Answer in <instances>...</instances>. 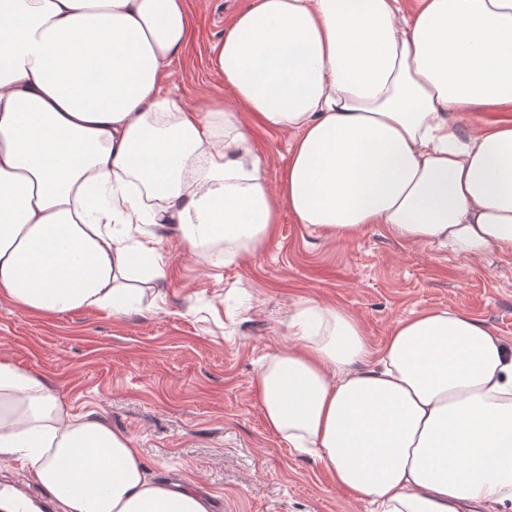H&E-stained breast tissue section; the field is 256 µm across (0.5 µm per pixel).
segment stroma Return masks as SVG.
Instances as JSON below:
<instances>
[{"label": "stroma", "instance_id": "obj_1", "mask_svg": "<svg viewBox=\"0 0 512 512\" xmlns=\"http://www.w3.org/2000/svg\"><path fill=\"white\" fill-rule=\"evenodd\" d=\"M191 3L194 36L167 65L164 91L196 107L226 94L213 57L249 0ZM242 120L278 188L292 133L248 112ZM157 251L168 279L147 283L123 317L36 315L0 299V357L43 375L72 412L131 437L158 479L211 494L216 512L370 510L270 433L255 392L264 357L287 348L303 302L350 312L377 346L398 319L429 308L484 320L512 342V255L472 260L376 228L341 239L284 207L255 254L225 248L210 260L173 231Z\"/></svg>", "mask_w": 512, "mask_h": 512}]
</instances>
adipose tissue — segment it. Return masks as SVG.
<instances>
[{
    "instance_id": "obj_1",
    "label": "adipose tissue",
    "mask_w": 512,
    "mask_h": 512,
    "mask_svg": "<svg viewBox=\"0 0 512 512\" xmlns=\"http://www.w3.org/2000/svg\"><path fill=\"white\" fill-rule=\"evenodd\" d=\"M188 0H0V296L22 310L128 314L155 245L253 253L280 206L348 237L481 260L512 253V0H253L214 67L228 98L188 109L163 68ZM503 120L461 133L462 113ZM294 134L270 189L242 113ZM256 395L270 431L374 512H512V344L428 309L383 346L308 304ZM23 460L60 512H210L155 480L124 433L71 412L0 359V461Z\"/></svg>"
}]
</instances>
